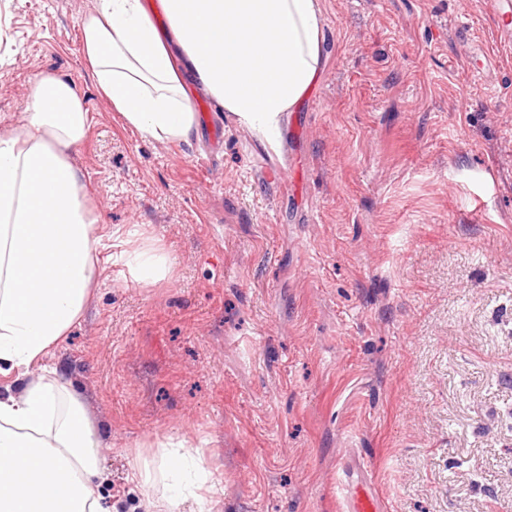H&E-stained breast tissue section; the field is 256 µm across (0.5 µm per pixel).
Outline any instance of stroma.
I'll return each mask as SVG.
<instances>
[{
	"label": "stroma",
	"mask_w": 512,
	"mask_h": 512,
	"mask_svg": "<svg viewBox=\"0 0 512 512\" xmlns=\"http://www.w3.org/2000/svg\"><path fill=\"white\" fill-rule=\"evenodd\" d=\"M96 0H0V131L40 73L83 96L73 159L100 224L173 261L98 287L51 353L130 458L179 435L217 512H336L360 464L381 512H512V44L487 0H320L322 76L271 148L198 86L196 127L125 128L89 75Z\"/></svg>",
	"instance_id": "obj_1"
}]
</instances>
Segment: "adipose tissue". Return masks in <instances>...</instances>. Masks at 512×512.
Returning <instances> with one entry per match:
<instances>
[{
	"label": "adipose tissue",
	"instance_id": "obj_1",
	"mask_svg": "<svg viewBox=\"0 0 512 512\" xmlns=\"http://www.w3.org/2000/svg\"><path fill=\"white\" fill-rule=\"evenodd\" d=\"M96 0L81 19L96 89L125 125L157 142L186 139L195 114L185 74L216 106L277 146L286 113L322 74L319 0ZM83 98L62 76L38 75L18 128L0 132V512H117L101 495V435L82 396L44 359L78 324L96 288L103 238L74 149ZM135 281L166 279L172 260L145 244L126 255ZM144 512H211L214 485L186 439L155 440L130 462Z\"/></svg>",
	"mask_w": 512,
	"mask_h": 512
}]
</instances>
